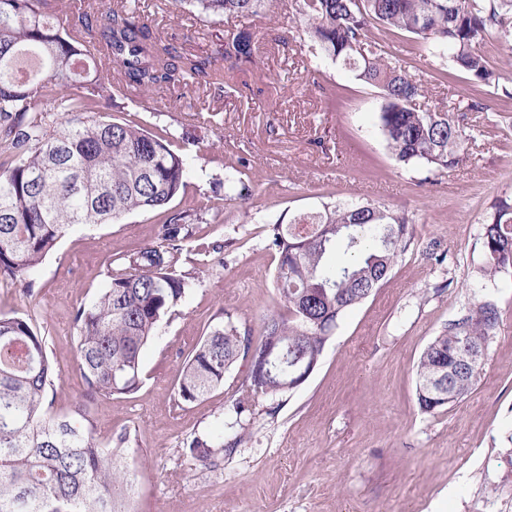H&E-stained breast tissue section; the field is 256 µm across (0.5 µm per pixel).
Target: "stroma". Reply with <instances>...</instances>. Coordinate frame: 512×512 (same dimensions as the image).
<instances>
[{
  "mask_svg": "<svg viewBox=\"0 0 512 512\" xmlns=\"http://www.w3.org/2000/svg\"><path fill=\"white\" fill-rule=\"evenodd\" d=\"M283 2L245 18L260 52L249 72L225 75L223 92L124 88L115 97L114 119L132 112L148 131L199 141L186 191L171 205L203 217L179 262L198 285L144 347L139 390L88 399L75 314L106 288L113 260L159 244L164 213L65 236L25 281L0 277V312L32 315L47 338L57 370L49 413L84 405L103 448L128 436L129 512H512V272L481 271L483 224L512 198V42L491 32L477 44L495 75L486 84L427 55L407 32L375 31L424 86L417 108L455 113L465 138L454 168L400 166L380 127L378 89L313 50L302 16ZM158 22L196 55L216 53L231 27L183 12ZM232 157L246 162L249 200L212 206ZM327 194L406 215L414 239L390 278L338 321L309 378L282 400L259 401L236 433L226 421L248 362L187 403L177 395L185 359L209 325L230 321L257 337L265 315L282 311L265 225L317 210ZM483 301L498 322L480 377L453 407L421 411L423 349ZM199 435L218 446L212 464L185 453Z\"/></svg>",
  "mask_w": 512,
  "mask_h": 512,
  "instance_id": "35a3bbf8",
  "label": "stroma"
}]
</instances>
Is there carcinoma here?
Returning a JSON list of instances; mask_svg holds the SVG:
<instances>
[{
	"label": "carcinoma",
	"instance_id": "cac0c4a2",
	"mask_svg": "<svg viewBox=\"0 0 512 512\" xmlns=\"http://www.w3.org/2000/svg\"><path fill=\"white\" fill-rule=\"evenodd\" d=\"M271 0H164L167 12L247 18ZM321 54L381 90L379 123L398 163L437 171L456 166L464 140L452 112L412 107L423 85L369 36L378 24L414 36L431 56L451 52L456 66L493 76L473 45L490 28L512 41V0H295ZM98 48L99 56L87 52ZM259 50L247 26L225 35L216 56L181 53L165 43L138 0H113L64 23L53 0H0V276L22 281L56 242L80 224H106L133 212L167 211L184 194L186 151L136 120H105L119 89L165 87L182 96L200 85L224 89V68L247 70ZM227 190L248 196L243 171L226 165ZM188 210L167 216L162 242L110 270L90 305L78 308V355L88 388L112 396L142 383L140 354L159 323L196 287L177 268L189 236ZM278 255L276 286L287 313L264 319L257 341L248 328L220 322L188 354L177 393L193 402L224 385L239 359L257 373L241 384L236 416L260 399L292 391L293 366L317 364L337 321L391 276L413 239L406 219L371 203L324 202L289 224L266 225ZM484 275L512 268V205H495L483 227ZM498 319L483 302L448 325L422 351L416 398L440 411L462 400L482 372L460 361L466 344L486 341ZM55 372L46 339L25 315L0 313V512H124L129 480L121 461L128 437L101 448L76 417L44 410ZM213 442L194 437L189 453L212 463Z\"/></svg>",
	"mask_w": 512,
	"mask_h": 512
}]
</instances>
